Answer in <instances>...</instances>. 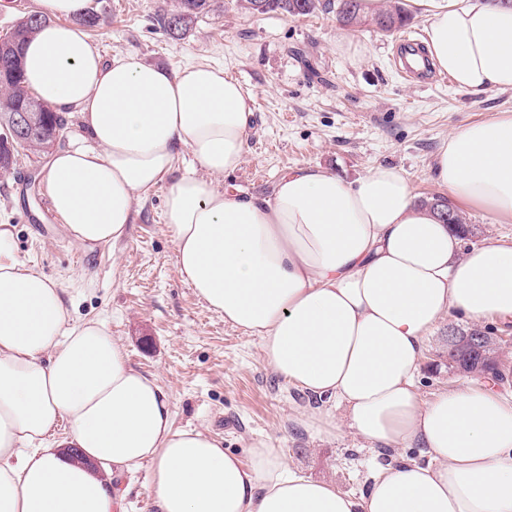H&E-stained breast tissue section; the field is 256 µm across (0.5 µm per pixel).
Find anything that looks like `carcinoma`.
Returning <instances> with one entry per match:
<instances>
[{
  "label": "carcinoma",
  "mask_w": 512,
  "mask_h": 512,
  "mask_svg": "<svg viewBox=\"0 0 512 512\" xmlns=\"http://www.w3.org/2000/svg\"><path fill=\"white\" fill-rule=\"evenodd\" d=\"M213 0H180L175 10L162 15L158 24L172 38H179L190 30L198 15L211 11ZM241 8L251 12L265 14L280 12L289 16H305L317 11L332 8V0H239ZM336 15L345 26L359 24L361 18L360 0H337ZM409 21L401 7L384 9L373 19L379 30L390 33ZM46 17L39 16V22L33 24L21 20L9 35L0 40V119L29 106L38 107V133L30 146L47 149L53 145L64 128L65 120L54 108L33 96L24 85L20 50L26 40ZM107 22L106 8L91 10L78 20L88 30H96ZM21 147L9 134L0 132V168L12 163L14 152Z\"/></svg>",
  "instance_id": "obj_1"
}]
</instances>
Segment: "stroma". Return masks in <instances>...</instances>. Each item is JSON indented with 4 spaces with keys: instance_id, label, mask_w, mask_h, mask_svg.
Listing matches in <instances>:
<instances>
[{
    "instance_id": "stroma-1",
    "label": "stroma",
    "mask_w": 512,
    "mask_h": 512,
    "mask_svg": "<svg viewBox=\"0 0 512 512\" xmlns=\"http://www.w3.org/2000/svg\"><path fill=\"white\" fill-rule=\"evenodd\" d=\"M111 23L93 32L103 56L135 53L146 63L178 68L224 66L254 98L253 124L241 167L218 178L221 188L268 196L290 168L321 165L352 180L379 164L400 168L418 199L440 195L429 166L457 126L512 113V92L473 95L455 83L398 77L392 54L398 34L370 21L354 26L335 14L306 17L249 15L234 0H214L180 39L157 24L175 0H103ZM362 44L364 59L339 51L337 41ZM50 151L21 152L0 171V224L15 227L18 253L64 288L73 321L96 319L119 339L134 368L170 396L175 427L208 429L225 450L246 456L270 438L291 466L347 492L360 493L372 473V454L350 430L318 435L299 422L311 407L304 392L267 365L259 337L225 324L182 279L164 213L166 185L136 204L126 239L111 246L75 241L52 215L43 190ZM471 321L448 315L433 328L418 378L424 397L459 384L448 367V329ZM123 492L119 512H153L145 471L114 479Z\"/></svg>"
}]
</instances>
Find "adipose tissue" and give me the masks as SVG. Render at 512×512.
<instances>
[{
  "label": "adipose tissue",
  "instance_id": "obj_1",
  "mask_svg": "<svg viewBox=\"0 0 512 512\" xmlns=\"http://www.w3.org/2000/svg\"><path fill=\"white\" fill-rule=\"evenodd\" d=\"M407 3L460 89L512 91V0ZM38 4L49 21L24 49L26 84L86 134L47 166L61 223L85 244L119 242L138 197L189 149L203 173L165 197L183 280L261 338L278 376L324 400L304 425L348 427L382 461L356 496L296 473L270 441L244 459L206 430L175 428L157 381L103 323L72 321L63 289L0 224V512H116L113 474L142 468L155 512H512V392L459 385L425 400L416 383L445 315L512 319V241L462 249L384 164L352 181L300 166L267 198L225 191L216 179L243 162L251 92L220 66L104 59L77 23L90 0ZM430 174L458 207L512 222V114L458 126ZM60 423L62 443L50 438Z\"/></svg>",
  "mask_w": 512,
  "mask_h": 512
}]
</instances>
